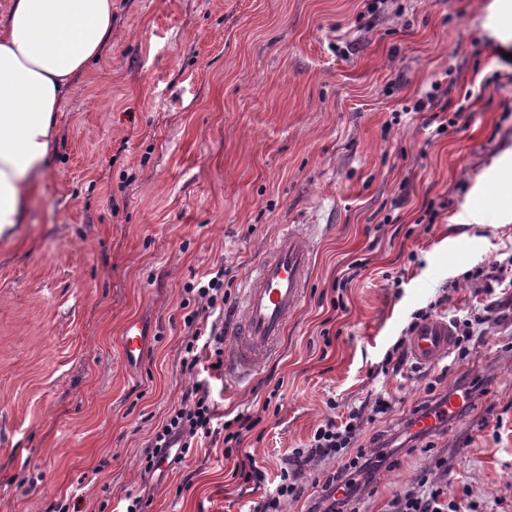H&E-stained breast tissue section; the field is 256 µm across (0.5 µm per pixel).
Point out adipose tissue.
<instances>
[{
  "instance_id": "obj_1",
  "label": "adipose tissue",
  "mask_w": 512,
  "mask_h": 512,
  "mask_svg": "<svg viewBox=\"0 0 512 512\" xmlns=\"http://www.w3.org/2000/svg\"><path fill=\"white\" fill-rule=\"evenodd\" d=\"M112 38V0H11L0 18V236L24 223L65 89Z\"/></svg>"
}]
</instances>
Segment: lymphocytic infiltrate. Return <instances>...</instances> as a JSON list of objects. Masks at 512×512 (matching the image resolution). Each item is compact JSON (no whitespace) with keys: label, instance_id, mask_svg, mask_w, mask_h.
<instances>
[{"label":"lymphocytic infiltrate","instance_id":"obj_1","mask_svg":"<svg viewBox=\"0 0 512 512\" xmlns=\"http://www.w3.org/2000/svg\"><path fill=\"white\" fill-rule=\"evenodd\" d=\"M228 274L227 268L216 264L184 288L193 308L183 316L192 334L181 345V371L191 384L178 405L158 423L144 448L141 462L145 471H152L169 456L175 462H184L193 449L203 447L214 434L215 406L208 387L198 376L224 368V305L229 298L224 283ZM390 410L389 400L379 396L351 407L345 415L327 417L305 447L293 449L282 460L275 491L263 497L252 512H288L289 505L300 501L307 492L302 473L325 459L336 460L339 466L326 474L321 494L308 512H347L360 484L376 478L370 456L383 454V445L377 439L369 447H359L363 426ZM391 512H461V505L447 490L423 479L412 491L393 501Z\"/></svg>","mask_w":512,"mask_h":512}]
</instances>
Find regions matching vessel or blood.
<instances>
[{"mask_svg": "<svg viewBox=\"0 0 512 512\" xmlns=\"http://www.w3.org/2000/svg\"><path fill=\"white\" fill-rule=\"evenodd\" d=\"M314 227L287 224L274 237L262 257L244 278L234 310V327L226 340L225 360L238 377L258 374L279 350L287 333L288 318L300 309L313 272ZM153 336L150 324L129 321L122 334L126 365L138 364ZM453 344L448 322L432 319L414 332L410 353L422 365L433 366L447 357ZM457 395L449 393L439 411L417 421L420 430H434L457 413Z\"/></svg>", "mask_w": 512, "mask_h": 512, "instance_id": "1", "label": "vessel or blood"}]
</instances>
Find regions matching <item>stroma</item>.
Listing matches in <instances>:
<instances>
[{
	"instance_id": "35a3bbf8",
	"label": "stroma",
	"mask_w": 512,
	"mask_h": 512,
	"mask_svg": "<svg viewBox=\"0 0 512 512\" xmlns=\"http://www.w3.org/2000/svg\"><path fill=\"white\" fill-rule=\"evenodd\" d=\"M112 0V39L64 92L49 169L0 237V512H251L329 414L384 394L378 483L390 512L422 478L472 512H512V289L480 272L512 249V26L494 0ZM317 224L314 276L282 353L254 382L211 379L218 412L267 478L234 477L223 444L143 473L189 379L184 286L242 280L278 225ZM493 304L470 360L372 377L416 311ZM156 338L121 356L131 319ZM481 381L457 419L403 423L455 377ZM271 409H264V402ZM440 467H432V460Z\"/></svg>"
}]
</instances>
